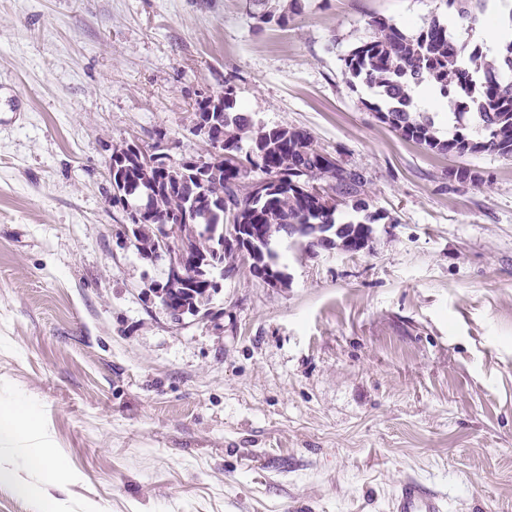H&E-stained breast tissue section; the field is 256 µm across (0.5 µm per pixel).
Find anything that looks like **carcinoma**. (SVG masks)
<instances>
[{
  "label": "carcinoma",
  "mask_w": 512,
  "mask_h": 512,
  "mask_svg": "<svg viewBox=\"0 0 512 512\" xmlns=\"http://www.w3.org/2000/svg\"><path fill=\"white\" fill-rule=\"evenodd\" d=\"M460 22H470L487 10V0H446ZM302 12L301 0H289L279 11H265L260 20L288 26ZM372 35L344 58L343 77L352 88L370 94L369 110L406 140L442 154L464 156L479 152L512 158V38L505 39L493 57L480 46L467 49L449 29L448 19L435 15L415 32L391 20L374 16ZM430 84L448 99L452 132L438 136L435 116L420 110L412 89ZM220 125L208 137L222 149L201 158H184L175 166L146 171L138 162L135 143L113 150L118 179L112 186V207L126 213L134 245L145 258L166 254L169 245L159 235L166 215L186 212L177 241L195 272L182 288L156 287L172 306L192 316H207L214 289L201 276H220L237 265L248 266L262 282L278 278L287 285L285 254L280 241L312 250L329 224L330 246L358 251L371 238L373 224L383 219L358 197L361 173L339 166L336 159L314 144L311 134L298 127H256L237 107L234 88L224 85L220 97ZM262 178L251 184L248 174ZM328 183L323 195L310 191L315 181ZM352 204L353 215L337 220L338 205ZM154 213L140 217V206ZM291 224H307L310 232L288 235Z\"/></svg>",
  "instance_id": "cac0c4a2"
}]
</instances>
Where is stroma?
<instances>
[{"instance_id":"1","label":"stroma","mask_w":512,"mask_h":512,"mask_svg":"<svg viewBox=\"0 0 512 512\" xmlns=\"http://www.w3.org/2000/svg\"><path fill=\"white\" fill-rule=\"evenodd\" d=\"M302 4L282 28L249 0H0V396L41 414L0 447V512H392L404 479L512 512V158L426 150L343 78L371 17L415 30L445 0ZM228 83L384 218L360 252L289 255L285 287L238 267L176 321L107 162L207 156L195 102ZM39 451L64 480L23 467Z\"/></svg>"}]
</instances>
